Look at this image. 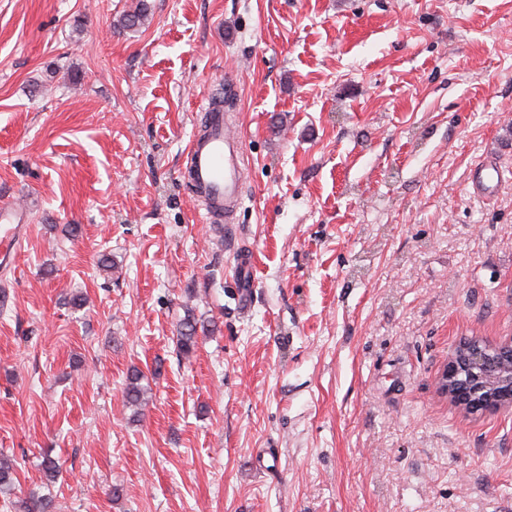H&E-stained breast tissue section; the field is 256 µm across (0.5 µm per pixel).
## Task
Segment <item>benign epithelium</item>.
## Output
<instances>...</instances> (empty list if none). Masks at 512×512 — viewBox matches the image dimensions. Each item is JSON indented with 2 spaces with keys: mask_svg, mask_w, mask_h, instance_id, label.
I'll return each mask as SVG.
<instances>
[{
  "mask_svg": "<svg viewBox=\"0 0 512 512\" xmlns=\"http://www.w3.org/2000/svg\"><path fill=\"white\" fill-rule=\"evenodd\" d=\"M510 349L512 337L476 351L470 339L457 343L438 376L439 392L469 410L475 405L485 411L511 408L512 366L494 358Z\"/></svg>",
  "mask_w": 512,
  "mask_h": 512,
  "instance_id": "obj_1",
  "label": "benign epithelium"
}]
</instances>
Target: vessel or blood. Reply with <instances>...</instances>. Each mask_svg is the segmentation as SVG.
Here are the masks:
<instances>
[{
	"instance_id": "vessel-or-blood-1",
	"label": "vessel or blood",
	"mask_w": 512,
	"mask_h": 512,
	"mask_svg": "<svg viewBox=\"0 0 512 512\" xmlns=\"http://www.w3.org/2000/svg\"><path fill=\"white\" fill-rule=\"evenodd\" d=\"M242 143L232 129L229 114L222 106L211 103L206 108V132L195 137L188 151V163L183 179L205 200L210 211L232 212L245 195V169ZM498 168L483 165L476 169L471 180L474 193L491 191L498 183ZM27 215L13 204L0 205V264L9 265L24 241ZM253 255L241 251L237 257L236 296L241 311H248L255 288Z\"/></svg>"
}]
</instances>
